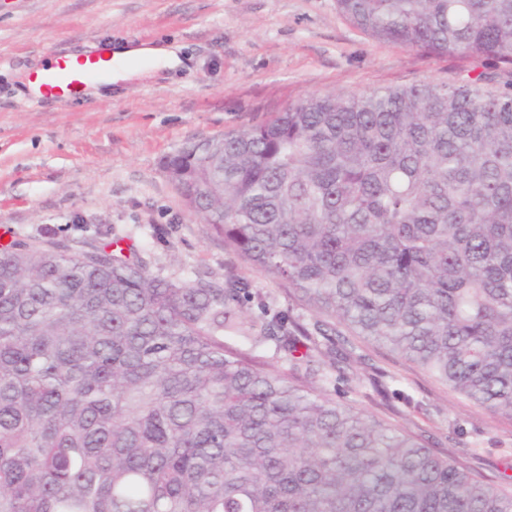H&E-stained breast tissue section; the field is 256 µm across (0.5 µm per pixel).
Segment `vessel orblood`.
Returning <instances> with one entry per match:
<instances>
[{
    "mask_svg": "<svg viewBox=\"0 0 512 512\" xmlns=\"http://www.w3.org/2000/svg\"><path fill=\"white\" fill-rule=\"evenodd\" d=\"M114 66V61L104 57L98 49L75 58L61 54L50 67L37 72L35 79L43 98L66 99L75 95L81 86L106 80Z\"/></svg>",
    "mask_w": 512,
    "mask_h": 512,
    "instance_id": "b4317fda",
    "label": "vessel or blood"
}]
</instances>
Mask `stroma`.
I'll list each match as a JSON object with an SVG mask.
<instances>
[{
  "mask_svg": "<svg viewBox=\"0 0 512 512\" xmlns=\"http://www.w3.org/2000/svg\"><path fill=\"white\" fill-rule=\"evenodd\" d=\"M169 41L184 60L64 101L19 87L58 52ZM483 76L512 89V64L426 53L352 27L336 0H0V234L79 251L113 239L161 278L246 281L271 307L313 326L277 278L224 247L187 211L164 169L184 144L248 128L309 95L372 93ZM346 379L318 386L403 430L477 479L512 475V417L490 412L387 347L349 337Z\"/></svg>",
  "mask_w": 512,
  "mask_h": 512,
  "instance_id": "stroma-1",
  "label": "stroma"
}]
</instances>
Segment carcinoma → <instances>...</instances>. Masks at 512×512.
<instances>
[{
    "label": "carcinoma",
    "instance_id": "cac0c4a2",
    "mask_svg": "<svg viewBox=\"0 0 512 512\" xmlns=\"http://www.w3.org/2000/svg\"><path fill=\"white\" fill-rule=\"evenodd\" d=\"M336 8L378 40L512 64V0ZM481 81L311 95L164 168L327 349L343 325L512 417V92ZM255 298L153 277L116 240L1 249L0 512H512L511 476L312 387V336Z\"/></svg>",
    "mask_w": 512,
    "mask_h": 512
}]
</instances>
